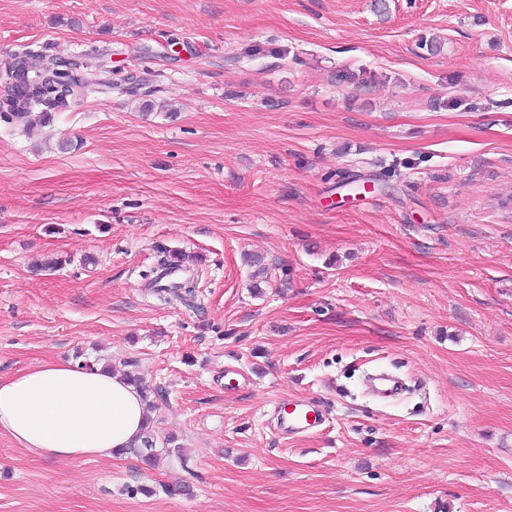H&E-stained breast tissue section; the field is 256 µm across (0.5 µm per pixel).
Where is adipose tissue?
<instances>
[{
	"label": "adipose tissue",
	"instance_id": "obj_1",
	"mask_svg": "<svg viewBox=\"0 0 512 512\" xmlns=\"http://www.w3.org/2000/svg\"><path fill=\"white\" fill-rule=\"evenodd\" d=\"M148 412L118 372L44 362L0 377V433L41 459H111L138 441Z\"/></svg>",
	"mask_w": 512,
	"mask_h": 512
}]
</instances>
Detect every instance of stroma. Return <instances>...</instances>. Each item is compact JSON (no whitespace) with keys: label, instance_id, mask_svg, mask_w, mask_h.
<instances>
[{"label":"stroma","instance_id":"obj_1","mask_svg":"<svg viewBox=\"0 0 512 512\" xmlns=\"http://www.w3.org/2000/svg\"><path fill=\"white\" fill-rule=\"evenodd\" d=\"M385 2L0 0V64L140 82L0 121V376L131 362L186 454L0 434V512H512V0ZM160 244L200 308L146 289ZM289 405H291V409L288 411V418L280 417L281 411L275 407L278 419L276 424L281 432L283 429H288V433L300 434L309 430L317 422L319 413L310 402L297 399ZM311 416H313V422H310ZM285 425L286 427H284Z\"/></svg>","mask_w":512,"mask_h":512}]
</instances>
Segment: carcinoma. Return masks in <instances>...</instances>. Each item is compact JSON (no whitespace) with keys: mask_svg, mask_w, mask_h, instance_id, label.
Wrapping results in <instances>:
<instances>
[{"mask_svg":"<svg viewBox=\"0 0 512 512\" xmlns=\"http://www.w3.org/2000/svg\"><path fill=\"white\" fill-rule=\"evenodd\" d=\"M107 56L104 50H94L73 59L28 48L14 54L0 77V120L21 124L31 132L38 122L51 118L53 112L68 108L73 99L85 95L91 88H114V83L100 78L107 69ZM173 268L175 265L163 256L157 266L144 273V277L159 299L190 307L195 303L196 281L185 269L177 280H169L166 274ZM152 423V419H147L141 442L123 449V454L144 463L161 457L185 462L183 448L174 445V438L169 436L162 440V445H156Z\"/></svg>","mask_w":512,"mask_h":512,"instance_id":"1","label":"carcinoma"}]
</instances>
